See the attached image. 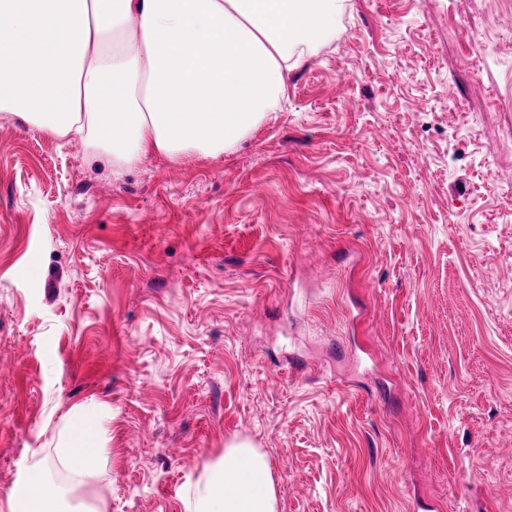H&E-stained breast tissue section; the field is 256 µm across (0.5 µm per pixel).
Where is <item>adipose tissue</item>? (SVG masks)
<instances>
[{
  "label": "adipose tissue",
  "instance_id": "1",
  "mask_svg": "<svg viewBox=\"0 0 512 512\" xmlns=\"http://www.w3.org/2000/svg\"><path fill=\"white\" fill-rule=\"evenodd\" d=\"M343 0H0V112L78 136L126 168L162 155L219 158L287 98ZM107 411L71 412L54 461L36 459L9 512H102L80 497L108 466ZM71 476L46 497L55 468ZM186 512H277L268 460L226 444L189 482Z\"/></svg>",
  "mask_w": 512,
  "mask_h": 512
}]
</instances>
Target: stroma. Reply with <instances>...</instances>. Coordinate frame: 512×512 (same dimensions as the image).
I'll return each mask as SVG.
<instances>
[{"label": "stroma", "mask_w": 512, "mask_h": 512, "mask_svg": "<svg viewBox=\"0 0 512 512\" xmlns=\"http://www.w3.org/2000/svg\"><path fill=\"white\" fill-rule=\"evenodd\" d=\"M89 403L104 512L237 438L278 512H512V0H344L218 159L0 112V512Z\"/></svg>", "instance_id": "35a3bbf8"}]
</instances>
